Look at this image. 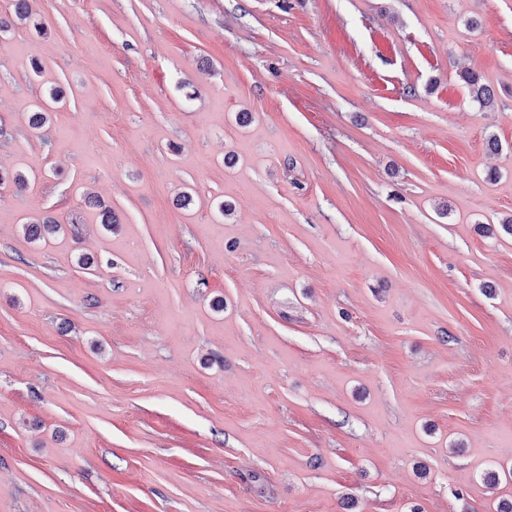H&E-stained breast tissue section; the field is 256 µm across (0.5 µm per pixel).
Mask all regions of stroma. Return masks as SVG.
Returning a JSON list of instances; mask_svg holds the SVG:
<instances>
[{"instance_id":"stroma-1","label":"stroma","mask_w":512,"mask_h":512,"mask_svg":"<svg viewBox=\"0 0 512 512\" xmlns=\"http://www.w3.org/2000/svg\"><path fill=\"white\" fill-rule=\"evenodd\" d=\"M12 3L0 512L512 500V0ZM463 81L469 88V92L473 101L479 104L481 108H487L493 105L494 96L490 88L482 83L481 76L476 72H466L463 76ZM63 99L62 91L52 88L49 91L48 100L34 106L33 112L29 116V126L34 129L42 127L47 120L50 110L62 106Z\"/></svg>"}]
</instances>
